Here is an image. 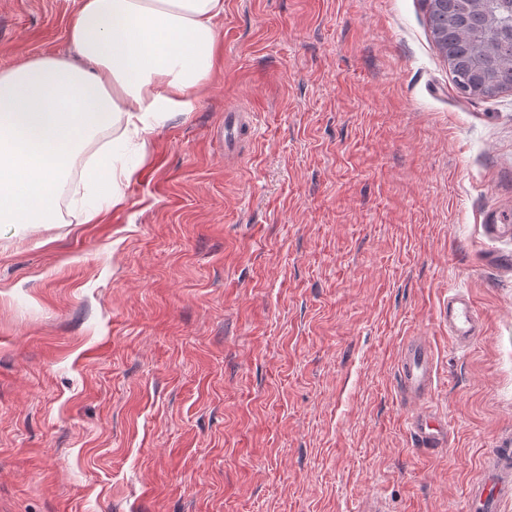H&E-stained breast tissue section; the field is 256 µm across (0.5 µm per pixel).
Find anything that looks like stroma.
Listing matches in <instances>:
<instances>
[{"label":"stroma","instance_id":"stroma-1","mask_svg":"<svg viewBox=\"0 0 512 512\" xmlns=\"http://www.w3.org/2000/svg\"><path fill=\"white\" fill-rule=\"evenodd\" d=\"M77 8L0 0V68L68 54ZM215 27L124 205L0 223V512H466L512 443V91L457 93L425 0ZM413 337L441 446L398 392ZM444 318L456 342H470L476 336V321L468 304L457 294L444 303ZM413 424L420 438L427 444H433L439 439L442 432V425L435 417L426 415L422 411H418L413 417Z\"/></svg>","mask_w":512,"mask_h":512}]
</instances>
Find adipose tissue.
<instances>
[{
  "mask_svg": "<svg viewBox=\"0 0 512 512\" xmlns=\"http://www.w3.org/2000/svg\"><path fill=\"white\" fill-rule=\"evenodd\" d=\"M224 0H80L67 56H29L0 69V223L55 224L73 175L120 206L136 166L84 145L147 137L160 114L192 109L218 54Z\"/></svg>",
  "mask_w": 512,
  "mask_h": 512,
  "instance_id": "obj_1",
  "label": "adipose tissue"
}]
</instances>
